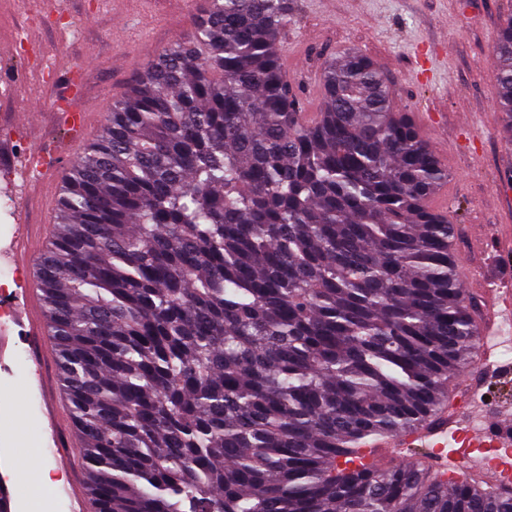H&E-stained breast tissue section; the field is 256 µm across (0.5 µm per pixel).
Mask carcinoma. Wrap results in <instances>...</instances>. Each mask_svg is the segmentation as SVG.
Returning <instances> with one entry per match:
<instances>
[{"label": "carcinoma", "instance_id": "carcinoma-1", "mask_svg": "<svg viewBox=\"0 0 512 512\" xmlns=\"http://www.w3.org/2000/svg\"><path fill=\"white\" fill-rule=\"evenodd\" d=\"M289 0H206L112 105L38 262L96 512H512V492L360 448L448 407L476 307L448 182L357 50L306 119ZM512 125V17L491 55Z\"/></svg>", "mask_w": 512, "mask_h": 512}]
</instances>
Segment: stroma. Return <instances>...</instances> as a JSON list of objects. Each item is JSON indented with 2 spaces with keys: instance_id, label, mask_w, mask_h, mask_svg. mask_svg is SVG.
I'll use <instances>...</instances> for the list:
<instances>
[{
  "instance_id": "stroma-1",
  "label": "stroma",
  "mask_w": 512,
  "mask_h": 512,
  "mask_svg": "<svg viewBox=\"0 0 512 512\" xmlns=\"http://www.w3.org/2000/svg\"><path fill=\"white\" fill-rule=\"evenodd\" d=\"M61 12L45 18L44 0H0V127L13 126L21 112L41 113L40 123L13 136H0V241L10 238L16 211L53 237L59 200L54 190L7 189L3 170L21 166L29 151L41 149L58 162L57 180L71 165L66 153L73 137L52 114L62 100H79L89 112L85 142L100 133L143 65L170 43L185 38L205 0H60ZM512 16V0H293L279 52L289 75L321 104L325 63L355 49L376 62L398 107L411 121L439 112V122L422 135L449 181L441 195L458 226L463 258L460 281L480 296L481 274L512 278V255L493 261L473 242L492 241L499 225H512V192L499 187L512 172V130L497 109V83L490 55L500 24ZM24 350H16L10 376L0 378V410L15 422L0 428V448H13L18 466L41 463L54 486L72 473L40 451L43 397L29 382ZM481 381L497 393L486 406L496 417L512 403V383L500 375L469 368L448 385L450 393Z\"/></svg>"
}]
</instances>
